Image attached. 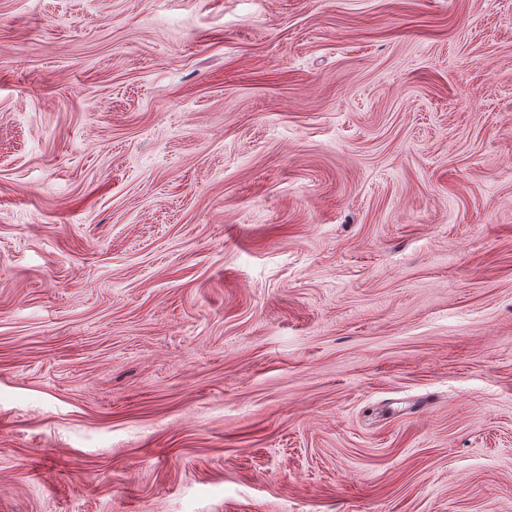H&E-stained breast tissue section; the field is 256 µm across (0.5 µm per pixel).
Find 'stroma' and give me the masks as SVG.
<instances>
[{"instance_id": "1", "label": "stroma", "mask_w": 512, "mask_h": 512, "mask_svg": "<svg viewBox=\"0 0 512 512\" xmlns=\"http://www.w3.org/2000/svg\"><path fill=\"white\" fill-rule=\"evenodd\" d=\"M0 512H512V0H0Z\"/></svg>"}]
</instances>
